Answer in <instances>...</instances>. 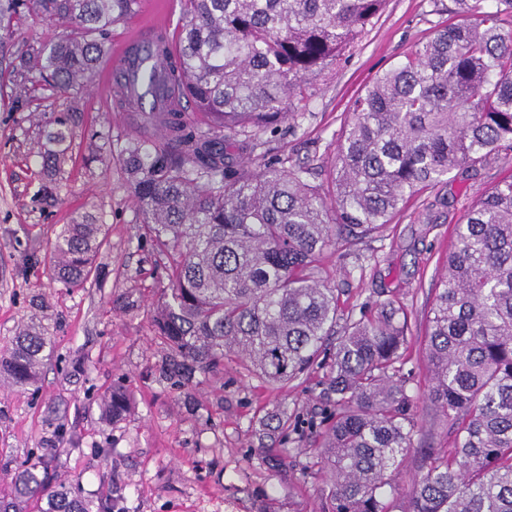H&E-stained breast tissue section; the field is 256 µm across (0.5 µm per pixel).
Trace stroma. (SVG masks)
<instances>
[{
    "mask_svg": "<svg viewBox=\"0 0 512 512\" xmlns=\"http://www.w3.org/2000/svg\"><path fill=\"white\" fill-rule=\"evenodd\" d=\"M449 2L389 0L312 96L294 101L295 116L260 134L253 154L234 150L230 164H303L314 183L327 185L352 101L448 21L436 6ZM149 16L179 38L180 0H138L133 14L112 26L107 47ZM57 36L34 10L0 34V354L26 323L42 325L51 340L35 384L0 386V492H7L16 467L40 455L55 476L80 484L85 499L111 495L114 512H327V474L309 465L331 410L325 366L277 388L228 353L218 371L196 372L178 385L162 379L168 351L155 337L152 316L168 283L165 259L145 238L124 170L110 158L129 139L151 142L159 133L122 111L110 87L91 82L73 101L17 71L20 56ZM63 112L70 115L71 149L50 198L40 190L45 173L36 146ZM510 175L512 155H502L473 179L445 177L380 232L358 244L336 242L323 255L322 275L339 294L338 325L390 299L407 311L404 372L415 397L414 447L448 445L421 347L453 228L482 192ZM437 197L452 207L431 222L427 205ZM83 211L104 224L105 239L94 276L69 286L53 278L48 251L61 225ZM116 384L131 404L112 421L102 415L99 397ZM283 408L288 431L258 439L261 422Z\"/></svg>",
    "mask_w": 512,
    "mask_h": 512,
    "instance_id": "obj_1",
    "label": "stroma"
}]
</instances>
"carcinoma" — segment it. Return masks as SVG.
<instances>
[{"instance_id": "carcinoma-1", "label": "carcinoma", "mask_w": 512, "mask_h": 512, "mask_svg": "<svg viewBox=\"0 0 512 512\" xmlns=\"http://www.w3.org/2000/svg\"><path fill=\"white\" fill-rule=\"evenodd\" d=\"M184 33L161 81L160 111L115 81L120 108L162 127L147 147L131 139L118 161L143 214L144 235L170 257L168 287L154 309L170 355L169 379L214 370L234 352L272 386L318 363L336 326V289L321 275L337 240H361L453 171L462 180L512 153V0H451L462 18L377 75L351 105L327 188L302 166L224 162V141L263 145L257 133L290 116L294 98L337 64L384 11L387 0H182ZM136 0H0V30L34 9L77 36L20 57V69L60 95L77 97L100 66L110 28ZM190 101L201 128L185 111ZM71 145L69 119L53 121L39 146L59 176ZM104 241L90 212L64 224L49 252L55 278L86 283ZM425 361L431 401L448 421L450 444L429 448L412 512H512V176L482 193L454 228V243L427 312ZM409 327L387 301L351 323L327 364L333 411L313 464L330 475L332 512H391L393 473L415 433L414 395L402 374ZM47 337L19 328L0 356V384L37 380ZM120 386L101 410L128 408ZM112 512L82 500L77 483L55 481L41 461L15 471L0 512Z\"/></svg>"}]
</instances>
